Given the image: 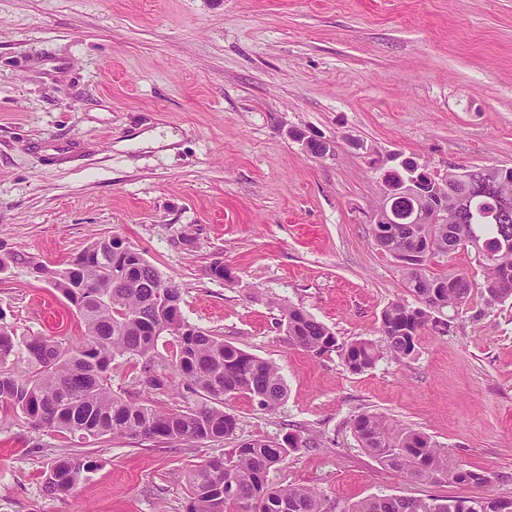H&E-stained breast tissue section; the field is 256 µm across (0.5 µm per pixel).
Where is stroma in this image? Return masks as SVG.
Masks as SVG:
<instances>
[{"instance_id":"stroma-1","label":"stroma","mask_w":512,"mask_h":512,"mask_svg":"<svg viewBox=\"0 0 512 512\" xmlns=\"http://www.w3.org/2000/svg\"><path fill=\"white\" fill-rule=\"evenodd\" d=\"M305 137L330 148L314 155ZM406 158L442 174L512 167V0H0V322L79 342L73 308L33 268L116 234L178 286L186 322L272 362L287 387L271 411L225 399L238 428L223 442L85 441L0 407V512H185L189 469L290 433L316 445L268 483L316 489L327 512L512 499V298L472 290L403 361L380 332L388 304L420 305L370 226L383 174ZM290 306L337 350L297 347ZM356 339L378 349L357 374L340 353ZM366 411L489 483L383 466L351 429ZM67 456L93 468L51 494ZM490 498L474 496L466 499H439L424 497H373L341 510L342 512H454L450 507L457 505H476Z\"/></svg>"}]
</instances>
